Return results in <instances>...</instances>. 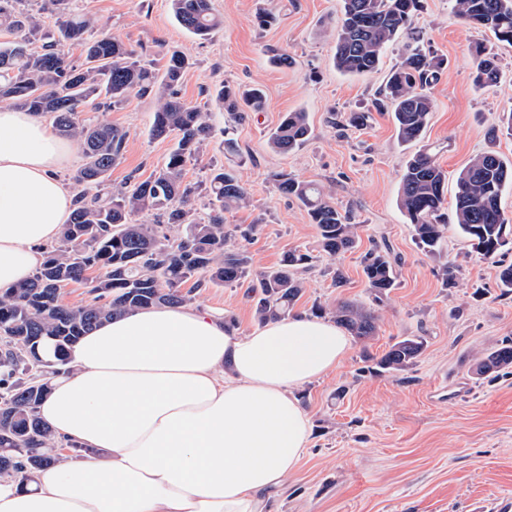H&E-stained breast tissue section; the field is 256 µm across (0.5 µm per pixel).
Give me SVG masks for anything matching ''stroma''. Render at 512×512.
Instances as JSON below:
<instances>
[{"mask_svg":"<svg viewBox=\"0 0 512 512\" xmlns=\"http://www.w3.org/2000/svg\"><path fill=\"white\" fill-rule=\"evenodd\" d=\"M72 11L97 19L99 29L130 44L147 62L178 50L191 62L180 97L205 107L215 135L187 166L185 179L205 181L212 167L232 170L246 187L248 207L225 214L227 224H254L245 247L256 268L279 264L291 248L317 252L318 237L307 211L280 194L272 176H289L331 190L336 205L358 226L356 251L321 260L307 274L296 310L338 303L373 305L360 256L373 244L388 245L396 282L380 305L371 352L382 353L395 338L421 336L426 348L417 363L396 375L363 373L360 342H352L342 365L299 388L310 417L309 447L289 477L282 512H473L476 505L512 496V373L489 381L474 371L475 358L503 337H512V294H502L499 272L512 251L495 259L474 252L449 226L444 259L457 265L456 283L446 286L440 262L422 254L398 205L402 173L420 149L434 153L448 174L447 207H454L455 181L477 154L495 151L512 160V46L469 29L452 13L450 0H421L413 31L445 60L430 89L433 103L422 138H398L389 109L380 108L389 72L402 60L404 38L383 50L377 70L345 74L334 65L332 31L342 0H211L224 24L201 39L175 19L170 0H69ZM273 16L261 28L257 13ZM483 41L497 54L500 83L473 82L470 49ZM288 54L289 66L272 57ZM258 85L265 107L247 113L237 127L238 154L225 153L222 130L230 118L216 95L224 83ZM152 97L131 95L106 112L84 108L81 116L112 123L127 133L121 160L106 182L113 187L150 177L165 162L174 138L150 134ZM306 113L311 134L299 149L274 152L269 134L285 113ZM353 112L368 115L351 127ZM342 286L332 281L334 270ZM250 280L196 290L193 306L225 313L241 331L258 327L247 292Z\"/></svg>","mask_w":512,"mask_h":512,"instance_id":"35a3bbf8","label":"stroma"}]
</instances>
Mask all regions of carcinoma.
Segmentation results:
<instances>
[{
	"label": "carcinoma",
	"instance_id": "carcinoma-1",
	"mask_svg": "<svg viewBox=\"0 0 512 512\" xmlns=\"http://www.w3.org/2000/svg\"><path fill=\"white\" fill-rule=\"evenodd\" d=\"M24 0H0V26L12 38L0 41V104L48 115L58 132L80 143L83 164L72 174L81 188L70 221L58 245L45 250L32 276L0 290V475L29 479L37 470L61 462L53 452L55 434L37 415L48 390L42 374L41 346L49 341L63 363L81 336L114 316L155 305H185L190 292L211 284L233 285L255 276L258 281L255 315L262 323L288 315L305 288V275L314 267L309 252L290 249L275 269L257 272L250 253L239 245L256 225L245 228L224 223V213L249 206V195L236 175L214 167L204 182L213 215L196 220L192 198L198 187L185 182V169L212 134L209 113L187 106L177 86L189 66L180 51L165 55L163 77L141 64L138 54L122 40L103 33L89 36L97 24L71 12L69 0H42L33 12ZM420 0H342L337 24L334 64L345 74H364L379 64L387 43L408 30ZM178 23L190 33L207 36L221 25L210 0H171ZM454 14L476 31H488L512 46V0H454ZM56 19V33L41 48L31 47L42 28L41 14ZM81 46L83 63H71L63 52ZM474 82L479 87L498 83V58L482 42L472 47ZM443 60L409 37L401 63L389 75L383 97L391 103L398 138L413 142L428 126L432 101L428 89L437 80ZM152 95L156 101L151 135L176 143L163 166L149 178L110 194L98 188L121 158L127 133L107 122L86 123L78 106L92 102L109 109L131 94ZM217 101L234 121L244 108L263 109L261 88H221ZM310 133L304 112H288L271 132L269 144L279 152L301 147ZM277 190L299 201L317 228L321 250L335 258L356 247L357 225L339 211L325 188L286 174L274 178ZM447 173L434 155L415 154L401 179L399 206L425 253L442 256L448 228L445 209ZM512 182V162L486 151L459 172L455 220L459 234L474 251L493 259L512 249V224L501 206ZM96 193H90V190ZM362 271L374 300L394 286L395 269L388 250L373 247L362 257ZM192 282L188 292L182 286ZM89 283L94 299L71 306L61 289ZM336 323L356 339L376 337V316L362 305L343 302L334 312ZM421 336H404L379 356H367L373 374H398L421 357ZM512 368V340L488 349L477 360L476 374L498 376Z\"/></svg>",
	"mask_w": 512,
	"mask_h": 512
}]
</instances>
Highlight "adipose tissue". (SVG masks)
<instances>
[{"label": "adipose tissue", "mask_w": 512, "mask_h": 512, "mask_svg": "<svg viewBox=\"0 0 512 512\" xmlns=\"http://www.w3.org/2000/svg\"><path fill=\"white\" fill-rule=\"evenodd\" d=\"M74 146L0 106V288L42 263L74 194ZM350 342L297 313L241 333L223 313L156 307L102 323L74 344L38 407L57 439L93 449L0 476V512H278L311 442L296 388L335 370Z\"/></svg>", "instance_id": "ef3b65f1"}]
</instances>
